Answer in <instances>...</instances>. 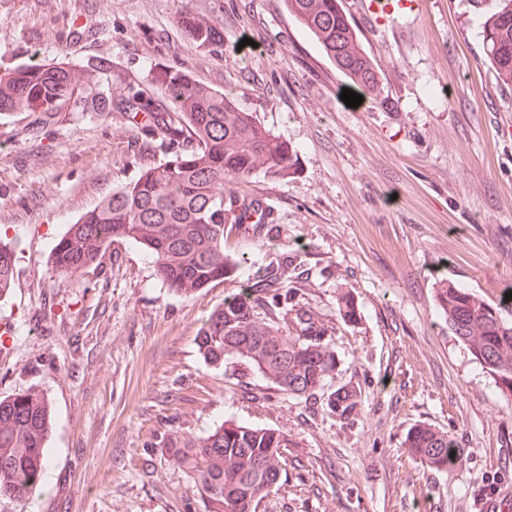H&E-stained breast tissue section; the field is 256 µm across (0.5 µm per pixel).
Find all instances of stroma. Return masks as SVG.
<instances>
[{"mask_svg": "<svg viewBox=\"0 0 512 512\" xmlns=\"http://www.w3.org/2000/svg\"><path fill=\"white\" fill-rule=\"evenodd\" d=\"M364 2L344 0L384 94L353 108L347 78L282 0H0V71L64 62L97 81L48 120L0 116V235L17 250L0 301V398L47 395L53 461L40 492L0 512H202L165 450L227 420L295 442L257 512H491L512 494V403L435 301L444 280L512 292V89L494 79L472 0H410L382 19ZM184 10L218 20L217 52L184 36ZM160 66L230 92L297 152L291 177L237 185L271 221L229 235L225 253L244 260L236 279L189 298L131 241L78 274L50 263L69 224L162 160L129 114L100 107L149 89ZM294 251L323 317L335 319L339 290L357 305L356 323L337 322L325 384L361 388L355 424L198 351L225 296ZM422 423L453 432L461 465L436 471L406 452Z\"/></svg>", "mask_w": 512, "mask_h": 512, "instance_id": "35a3bbf8", "label": "stroma"}]
</instances>
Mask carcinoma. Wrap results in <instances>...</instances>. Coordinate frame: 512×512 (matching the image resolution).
I'll return each instance as SVG.
<instances>
[{
	"label": "carcinoma",
	"instance_id": "carcinoma-1",
	"mask_svg": "<svg viewBox=\"0 0 512 512\" xmlns=\"http://www.w3.org/2000/svg\"><path fill=\"white\" fill-rule=\"evenodd\" d=\"M288 14L316 40L327 58L363 95L378 98L383 87L377 66L362 45L343 0H282ZM483 22V48L498 86L512 89V0H495ZM178 23L197 47L217 50L224 37L210 17L182 12ZM88 71L62 63L21 65L0 72V116H48L60 103L93 92ZM156 93L126 87L109 102L119 112L142 116L143 129L165 147L163 161L70 225L53 248L52 264L62 274L99 261L118 239L142 245L156 275L173 292L190 297L235 278L241 262L224 252V238L254 210L258 222L270 213L247 201L235 185L261 172L271 178L291 173L296 151L238 107L227 93L196 82L173 68L152 72ZM15 248L0 240V299L14 285ZM304 261L286 254L259 267L250 285L224 298L197 333L205 363L222 367L235 358L272 388L313 395L337 365L334 327L304 302L299 287ZM448 329L494 376L500 394L512 401V298L493 300L451 281L436 288ZM344 322L356 319L346 291L336 296ZM328 413L347 424L361 414L362 390L343 385L327 395ZM51 411L40 390L0 398V501L31 496L40 489L48 457ZM409 454L425 466L447 471L463 461L452 432L418 424L405 435ZM288 433L226 421L204 437L168 449L172 461L193 478L204 512H256L264 483L280 475ZM264 460L271 473L260 474Z\"/></svg>",
	"mask_w": 512,
	"mask_h": 512
}]
</instances>
